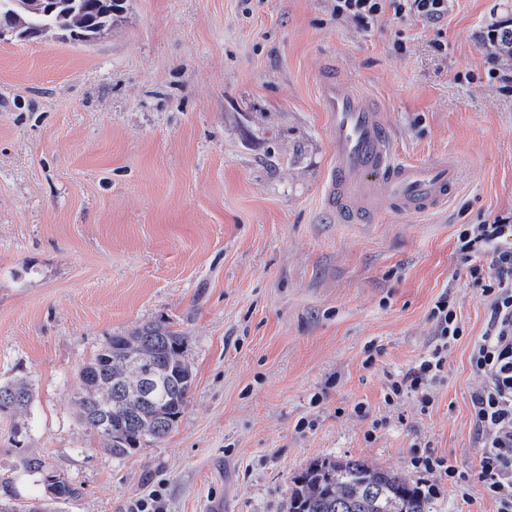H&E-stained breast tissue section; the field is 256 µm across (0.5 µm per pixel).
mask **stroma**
Masks as SVG:
<instances>
[{
    "label": "stroma",
    "instance_id": "stroma-1",
    "mask_svg": "<svg viewBox=\"0 0 512 512\" xmlns=\"http://www.w3.org/2000/svg\"><path fill=\"white\" fill-rule=\"evenodd\" d=\"M499 2L362 30L330 0H127L91 44L0 40V383L34 392L0 417V498H43L32 455L80 488L60 512H132L157 488L163 512H285L314 459L423 483L426 447L475 473L468 356L489 306L454 233L512 209V93L487 82L482 42ZM327 70L377 104L403 159L461 166L446 207L369 224L324 211ZM444 292L465 334L433 405L386 404ZM157 321L188 338L189 405L115 458L81 422L79 371Z\"/></svg>",
    "mask_w": 512,
    "mask_h": 512
}]
</instances>
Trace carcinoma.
Here are the masks:
<instances>
[{
  "instance_id": "1",
  "label": "carcinoma",
  "mask_w": 512,
  "mask_h": 512,
  "mask_svg": "<svg viewBox=\"0 0 512 512\" xmlns=\"http://www.w3.org/2000/svg\"><path fill=\"white\" fill-rule=\"evenodd\" d=\"M126 0H16L0 10V23L17 29L16 40L60 35L92 43L112 28ZM492 58L512 66V11L486 26ZM187 336L170 323L149 322L112 336L80 370L81 420L115 458L162 440L188 407L194 384L185 358ZM31 386L0 383V415L28 406ZM22 470L37 475L54 502L74 498L78 488L27 457ZM286 512H432L419 484L360 460L315 459L293 481Z\"/></svg>"
}]
</instances>
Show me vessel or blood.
<instances>
[{
  "label": "vessel or blood",
  "instance_id": "1",
  "mask_svg": "<svg viewBox=\"0 0 512 512\" xmlns=\"http://www.w3.org/2000/svg\"><path fill=\"white\" fill-rule=\"evenodd\" d=\"M320 90L333 153L324 199L329 210L359 224L376 210L429 214L455 196L456 168L444 160L416 163L400 158L380 112L366 97L345 90L331 77L322 80Z\"/></svg>",
  "mask_w": 512,
  "mask_h": 512
}]
</instances>
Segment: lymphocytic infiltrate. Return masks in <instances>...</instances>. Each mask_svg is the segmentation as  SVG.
Listing matches in <instances>:
<instances>
[{
	"label": "lymphocytic infiltrate",
	"mask_w": 512,
	"mask_h": 512,
	"mask_svg": "<svg viewBox=\"0 0 512 512\" xmlns=\"http://www.w3.org/2000/svg\"><path fill=\"white\" fill-rule=\"evenodd\" d=\"M336 19L361 27L375 25L384 13L399 21L435 24L448 14V0H332ZM512 228V211L478 224L460 225L455 249L468 263L473 286L480 288L490 316L481 336L474 339L469 364L479 383L471 395L479 469L468 477L447 465L444 457L425 451L414 459L417 469L444 474L461 499H469V482L477 480L484 495L494 500L497 512H512V247L501 239ZM434 340L427 353L405 373L387 383L386 404L415 398L421 408L433 402L431 386L443 373L448 351L464 335V327L448 296L431 309Z\"/></svg>",
	"instance_id": "1"
}]
</instances>
